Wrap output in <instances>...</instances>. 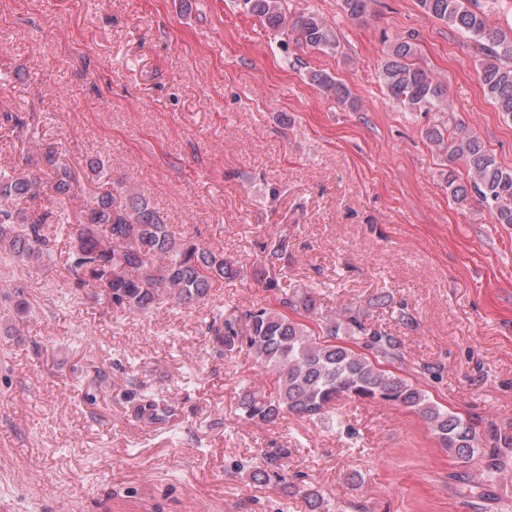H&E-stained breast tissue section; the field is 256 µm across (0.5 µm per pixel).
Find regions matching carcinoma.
Instances as JSON below:
<instances>
[{"label":"carcinoma","mask_w":512,"mask_h":512,"mask_svg":"<svg viewBox=\"0 0 512 512\" xmlns=\"http://www.w3.org/2000/svg\"><path fill=\"white\" fill-rule=\"evenodd\" d=\"M246 10L273 31L291 29L298 44L325 51L337 47L331 26L308 10L288 16L287 0H243ZM376 0H342L349 17L370 14ZM421 11L445 22L473 42L482 55L478 80L484 95L502 117L512 121V35L489 23L490 13L509 8L512 0H417ZM417 37L390 40L378 64L388 99L412 112L448 109V86L417 63ZM312 81L339 104L352 103L348 87L327 73ZM426 139L448 163V191L461 204L474 196L489 207L497 224L512 225V170L503 168L476 133L463 126L431 127ZM51 181L42 185L28 175H0V259L37 263L57 239L74 235L67 262L68 288L117 309L150 312L168 306H193L214 286L244 276V267L191 237L177 238L142 193L116 202L106 191L78 207L71 222L68 202L75 176L46 155ZM466 178H461V174ZM48 188L51 208L24 211L20 198H36ZM285 241L263 248L259 282L274 304L213 317L207 330L217 352L245 353L269 375L272 386L251 383L239 402V420L274 425L287 416L312 422L334 420L336 402L391 404L417 415L462 471L480 464L489 474L500 471L512 453V437L494 429L482 436L471 419L435 402L417 381L396 372L404 355L397 337L368 321L360 310L322 311L312 288L286 285L282 260ZM176 401L143 395L131 400V416L154 423L174 415ZM290 449L263 457L249 474L254 483L281 477Z\"/></svg>","instance_id":"obj_1"}]
</instances>
